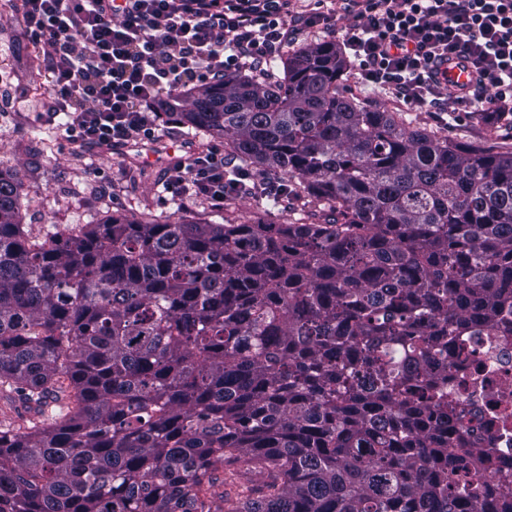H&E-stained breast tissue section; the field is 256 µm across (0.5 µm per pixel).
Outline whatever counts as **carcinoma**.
Here are the masks:
<instances>
[{"instance_id": "carcinoma-1", "label": "carcinoma", "mask_w": 512, "mask_h": 512, "mask_svg": "<svg viewBox=\"0 0 512 512\" xmlns=\"http://www.w3.org/2000/svg\"><path fill=\"white\" fill-rule=\"evenodd\" d=\"M336 44L169 119L327 202L329 224L17 220L0 169V512H512L466 410L422 369L512 310V152L344 96Z\"/></svg>"}]
</instances>
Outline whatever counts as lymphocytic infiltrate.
I'll return each mask as SVG.
<instances>
[{
  "mask_svg": "<svg viewBox=\"0 0 512 512\" xmlns=\"http://www.w3.org/2000/svg\"><path fill=\"white\" fill-rule=\"evenodd\" d=\"M357 23L343 42L363 82L407 104L443 112H512V0H349ZM50 97L79 146L117 147L153 139L160 106L187 87L261 71L288 45L291 24L331 18L296 0H21ZM468 63L476 84L448 89L449 58ZM254 174L220 147L176 162L165 189L212 207L238 195Z\"/></svg>",
  "mask_w": 512,
  "mask_h": 512,
  "instance_id": "f902f5d3",
  "label": "lymphocytic infiltrate"
}]
</instances>
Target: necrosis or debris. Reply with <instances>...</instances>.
<instances>
[{"instance_id":"1","label":"necrosis or debris","mask_w":512,"mask_h":512,"mask_svg":"<svg viewBox=\"0 0 512 512\" xmlns=\"http://www.w3.org/2000/svg\"><path fill=\"white\" fill-rule=\"evenodd\" d=\"M448 369L437 373L449 399L469 414L472 444L491 449L503 477L512 480V419L499 423L501 404L512 406V332L470 328L457 332L447 346Z\"/></svg>"}]
</instances>
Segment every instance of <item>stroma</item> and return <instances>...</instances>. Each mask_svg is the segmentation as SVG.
Returning a JSON list of instances; mask_svg holds the SVG:
<instances>
[{"label":"stroma","mask_w":512,"mask_h":512,"mask_svg":"<svg viewBox=\"0 0 512 512\" xmlns=\"http://www.w3.org/2000/svg\"><path fill=\"white\" fill-rule=\"evenodd\" d=\"M0 0V54H7L12 80L6 100L0 101V168L17 174L24 223L35 235L63 227L100 224L119 214L142 222H208L232 220L262 224H290L300 217L316 224L335 218L325 206L302 211L295 199L282 203L240 195L211 207L199 197L172 198L164 186L168 163L156 161V153L173 150L183 158L204 152L216 138L195 136L192 129L160 118L153 139L129 141L118 149L68 144L60 134L67 116L45 109L46 90L38 76L41 58L17 9ZM322 12H334L332 31L304 30L293 45L321 40L342 43L355 23L344 0H317ZM340 90L344 95L368 100L391 112H410L420 124L438 129L449 140L476 143L498 152L512 151V129L485 125L462 112L443 113L433 108H408L386 90L359 83L353 68H346Z\"/></svg>","instance_id":"1"}]
</instances>
